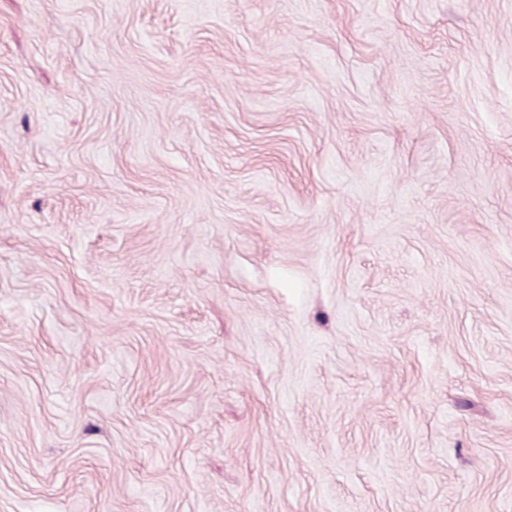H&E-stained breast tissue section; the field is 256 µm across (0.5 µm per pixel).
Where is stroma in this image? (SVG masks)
Listing matches in <instances>:
<instances>
[{
  "instance_id": "1",
  "label": "stroma",
  "mask_w": 512,
  "mask_h": 512,
  "mask_svg": "<svg viewBox=\"0 0 512 512\" xmlns=\"http://www.w3.org/2000/svg\"><path fill=\"white\" fill-rule=\"evenodd\" d=\"M0 512H512V0H0Z\"/></svg>"
}]
</instances>
